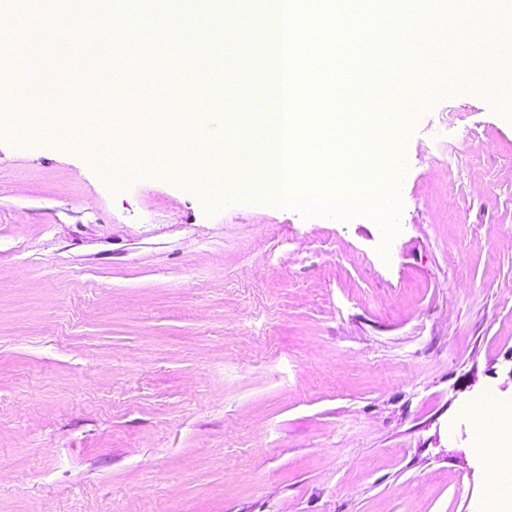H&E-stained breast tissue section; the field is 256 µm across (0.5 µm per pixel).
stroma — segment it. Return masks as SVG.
<instances>
[{
  "label": "stroma",
  "mask_w": 512,
  "mask_h": 512,
  "mask_svg": "<svg viewBox=\"0 0 512 512\" xmlns=\"http://www.w3.org/2000/svg\"><path fill=\"white\" fill-rule=\"evenodd\" d=\"M185 20H228L222 45L163 39L153 65L107 66L119 42L84 41L98 68L70 82L75 24L41 5L44 79L129 135L164 134L165 109L212 78L234 87L224 168L105 180L77 143L0 131V512H512V461L477 448L465 405L512 403V119L466 69L414 107L393 158L400 230L302 217L252 201L239 170L262 162L273 46L235 41L267 0H149ZM498 470L497 485L487 483Z\"/></svg>",
  "instance_id": "1"
}]
</instances>
